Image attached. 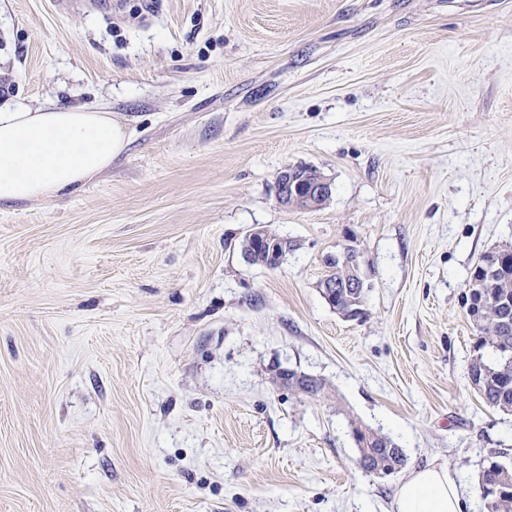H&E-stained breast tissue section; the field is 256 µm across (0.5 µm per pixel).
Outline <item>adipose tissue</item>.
Wrapping results in <instances>:
<instances>
[{
  "mask_svg": "<svg viewBox=\"0 0 512 512\" xmlns=\"http://www.w3.org/2000/svg\"><path fill=\"white\" fill-rule=\"evenodd\" d=\"M128 128L101 109L0 106V203L50 199L111 167ZM462 482L444 464L407 471L390 512H463Z\"/></svg>",
  "mask_w": 512,
  "mask_h": 512,
  "instance_id": "ef3b65f1",
  "label": "adipose tissue"
}]
</instances>
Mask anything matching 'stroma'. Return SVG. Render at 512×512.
<instances>
[{
    "mask_svg": "<svg viewBox=\"0 0 512 512\" xmlns=\"http://www.w3.org/2000/svg\"><path fill=\"white\" fill-rule=\"evenodd\" d=\"M0 0V105L104 107L83 187L0 204V512H388L359 423L484 512L512 415L465 304L512 246V0ZM332 184L284 207L288 167ZM296 248L275 269L239 243ZM354 246L349 321L324 299ZM324 382L312 398L277 367ZM353 250L350 253H343L339 256L342 263H346L347 265H357L358 259L360 258V252L353 246H350ZM353 254V256H352ZM342 263H329V267L333 268L332 272L326 276V278L321 282V288L325 282H336V285L342 284L345 280L354 279V277H358L360 275L361 280L358 284L356 280L351 284V288H336V285L325 286L328 289V299L326 295H324L323 288L322 294L326 301L338 312H347L351 308H357L362 310L360 315V319L365 316V305H366V288L364 284V277L361 274V261L359 260V273L355 271L354 266H347ZM355 272V276L353 275ZM361 284L364 285V288H360Z\"/></svg>",
    "mask_w": 512,
    "mask_h": 512,
    "instance_id": "1",
    "label": "stroma"
}]
</instances>
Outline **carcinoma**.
<instances>
[{
  "mask_svg": "<svg viewBox=\"0 0 512 512\" xmlns=\"http://www.w3.org/2000/svg\"><path fill=\"white\" fill-rule=\"evenodd\" d=\"M241 250L247 260L256 265L271 267L269 246L260 240H242ZM499 259L500 271L487 278L473 271L469 280L480 312L476 323L478 354L468 365L467 377L472 388L491 408L512 412V250L501 249L483 257V261ZM332 272L325 281L338 284L328 289L327 302L338 312L351 308L364 309L366 289L342 288L346 280L354 278L355 268L342 263H329ZM324 384L298 371L288 372V390L317 396ZM358 448L357 463L363 470L391 474L401 470L407 456L390 437L362 426H351ZM507 449L492 450L483 460L478 476L477 490L484 502L485 512H512V469L500 458Z\"/></svg>",
  "mask_w": 512,
  "mask_h": 512,
  "instance_id": "1",
  "label": "carcinoma"
}]
</instances>
